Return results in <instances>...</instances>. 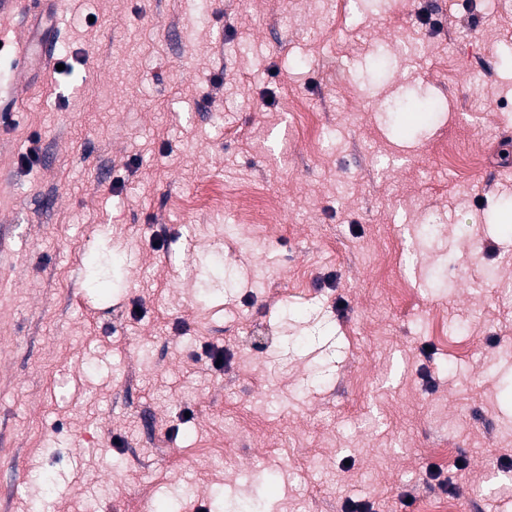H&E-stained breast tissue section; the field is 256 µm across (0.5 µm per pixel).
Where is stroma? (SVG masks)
I'll use <instances>...</instances> for the list:
<instances>
[{
    "instance_id": "1",
    "label": "stroma",
    "mask_w": 512,
    "mask_h": 512,
    "mask_svg": "<svg viewBox=\"0 0 512 512\" xmlns=\"http://www.w3.org/2000/svg\"><path fill=\"white\" fill-rule=\"evenodd\" d=\"M59 2L0 10V512H512V0Z\"/></svg>"
}]
</instances>
